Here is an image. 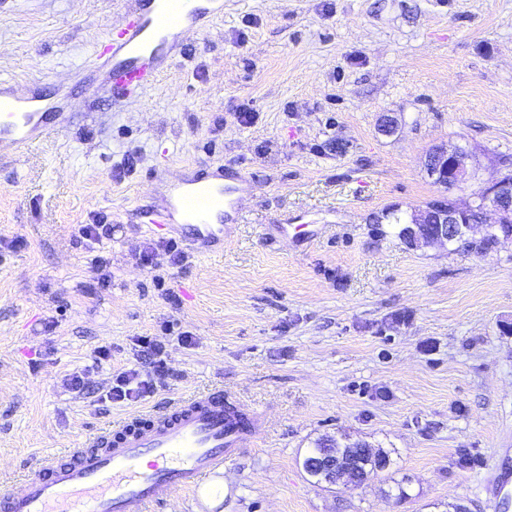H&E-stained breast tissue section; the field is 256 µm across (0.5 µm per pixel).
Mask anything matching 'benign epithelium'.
Listing matches in <instances>:
<instances>
[{
	"instance_id": "obj_1",
	"label": "benign epithelium",
	"mask_w": 512,
	"mask_h": 512,
	"mask_svg": "<svg viewBox=\"0 0 512 512\" xmlns=\"http://www.w3.org/2000/svg\"><path fill=\"white\" fill-rule=\"evenodd\" d=\"M468 158V152L458 147H439L428 156L427 171L440 187H457L469 179ZM476 207L481 209L479 223L490 222L487 216L493 213L495 218L490 223L502 226L501 235L512 240V178L507 175L480 189L462 207L438 202L414 211L399 236L410 246L463 238L473 229L474 223L468 221L467 216ZM323 472L334 484L343 479L357 482L362 478L352 467L336 470L334 455L323 458Z\"/></svg>"
}]
</instances>
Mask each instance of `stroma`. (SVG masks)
I'll use <instances>...</instances> for the list:
<instances>
[{
  "label": "stroma",
  "instance_id": "1",
  "mask_svg": "<svg viewBox=\"0 0 512 512\" xmlns=\"http://www.w3.org/2000/svg\"><path fill=\"white\" fill-rule=\"evenodd\" d=\"M128 2L0 0V78L67 94L69 116L0 154V491L108 422L220 389L264 433L213 500L160 512H495L482 477L512 449V242L411 248L386 215L465 204L512 169V0H224L116 101L79 72ZM442 145L470 154L450 190L426 169ZM218 172L223 251L185 241L171 264L138 207ZM99 222L98 271L75 229ZM143 336L169 378L139 403L98 401ZM76 371L90 394L66 388ZM326 437L391 464L314 484L302 460Z\"/></svg>",
  "mask_w": 512,
  "mask_h": 512
}]
</instances>
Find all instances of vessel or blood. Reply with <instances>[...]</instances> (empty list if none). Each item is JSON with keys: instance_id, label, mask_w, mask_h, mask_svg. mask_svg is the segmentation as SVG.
Instances as JSON below:
<instances>
[{"instance_id": "1", "label": "vessel or blood", "mask_w": 512, "mask_h": 512, "mask_svg": "<svg viewBox=\"0 0 512 512\" xmlns=\"http://www.w3.org/2000/svg\"><path fill=\"white\" fill-rule=\"evenodd\" d=\"M224 0H132L121 24L107 33V59L86 80L130 98L157 80L179 51L171 29L204 28L223 17ZM68 116L61 100L39 84L26 95L0 80V147L29 150L57 135ZM175 203L139 209L141 223L182 229L203 250L224 246V188L182 180ZM262 434L248 410L216 389L174 401L167 409L110 423L68 449L64 463L44 460L17 475L19 491L0 495V512H159L179 491L198 492L237 453L244 439ZM512 485V460L493 458L484 487L500 497Z\"/></svg>"}]
</instances>
